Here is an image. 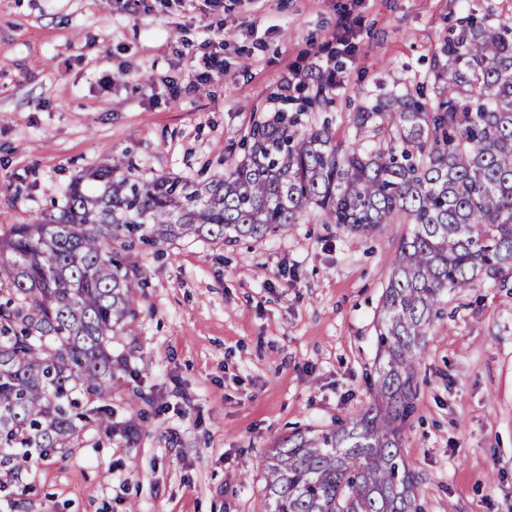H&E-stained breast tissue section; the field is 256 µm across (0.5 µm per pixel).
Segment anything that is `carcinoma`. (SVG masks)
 Segmentation results:
<instances>
[{"mask_svg": "<svg viewBox=\"0 0 512 512\" xmlns=\"http://www.w3.org/2000/svg\"><path fill=\"white\" fill-rule=\"evenodd\" d=\"M438 96L406 91L354 115L373 146H336L299 115L255 123L224 177L81 171L65 203L0 235V468L112 433V340L137 314V244L262 238L318 209L369 233L413 229L390 261L371 402L348 424L264 456L270 512H421L401 450L414 369L441 298L482 271H512V28L472 16L435 55Z\"/></svg>", "mask_w": 512, "mask_h": 512, "instance_id": "cac0c4a2", "label": "carcinoma"}]
</instances>
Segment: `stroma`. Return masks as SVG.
Returning <instances> with one entry per match:
<instances>
[{
	"instance_id": "stroma-1",
	"label": "stroma",
	"mask_w": 512,
	"mask_h": 512,
	"mask_svg": "<svg viewBox=\"0 0 512 512\" xmlns=\"http://www.w3.org/2000/svg\"><path fill=\"white\" fill-rule=\"evenodd\" d=\"M485 14L511 27L512 0H0V231L114 158L221 178L254 123L320 86L332 103L302 126L367 140L363 102L435 97L441 44ZM410 231L359 235L313 210L257 240L137 245V316L112 344L119 430L0 471V512H268L269 449L370 402L388 260ZM442 307L402 429L418 502L512 512V276L481 273Z\"/></svg>"
}]
</instances>
